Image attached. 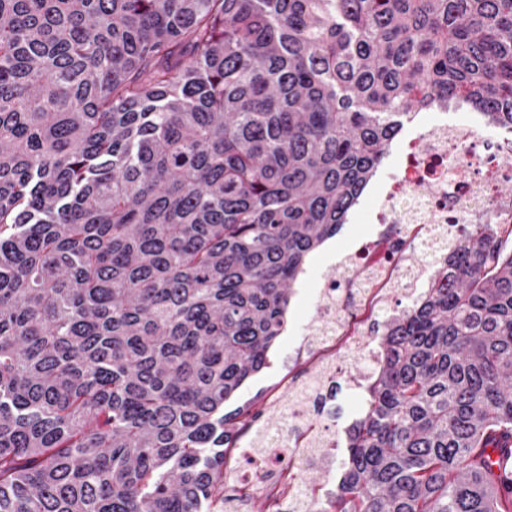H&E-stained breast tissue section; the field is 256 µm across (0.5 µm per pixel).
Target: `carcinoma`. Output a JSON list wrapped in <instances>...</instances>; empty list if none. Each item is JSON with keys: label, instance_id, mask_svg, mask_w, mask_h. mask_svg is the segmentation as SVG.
Masks as SVG:
<instances>
[{"label": "carcinoma", "instance_id": "cac0c4a2", "mask_svg": "<svg viewBox=\"0 0 512 512\" xmlns=\"http://www.w3.org/2000/svg\"><path fill=\"white\" fill-rule=\"evenodd\" d=\"M450 102L512 131V0H0V512H218L306 259ZM505 234L382 321L324 512H512Z\"/></svg>", "mask_w": 512, "mask_h": 512}]
</instances>
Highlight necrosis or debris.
<instances>
[{"label": "necrosis or debris", "instance_id": "4bbe7bcc", "mask_svg": "<svg viewBox=\"0 0 512 512\" xmlns=\"http://www.w3.org/2000/svg\"><path fill=\"white\" fill-rule=\"evenodd\" d=\"M409 148L405 164L388 183L375 210L376 223L400 225V234L367 242L345 262L349 281L360 289L359 306L370 315L383 303L387 285L400 277L405 253L419 247L446 248L448 235L472 224L512 223L511 132L500 131L496 139L483 144L472 122L443 117L411 138ZM423 182L430 185L429 193H418ZM337 289L335 281H326L312 345H352L363 335L337 312ZM321 414L317 407L293 414L292 453L271 491L273 500L302 506L316 496L300 459L308 449L326 453L336 447L335 439L321 428Z\"/></svg>", "mask_w": 512, "mask_h": 512}]
</instances>
